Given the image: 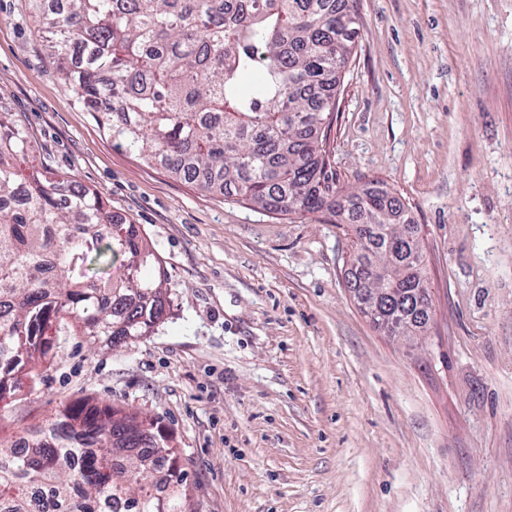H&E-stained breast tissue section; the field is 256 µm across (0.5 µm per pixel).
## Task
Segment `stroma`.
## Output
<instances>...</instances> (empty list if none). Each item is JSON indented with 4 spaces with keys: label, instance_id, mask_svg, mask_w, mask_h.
<instances>
[{
    "label": "stroma",
    "instance_id": "obj_1",
    "mask_svg": "<svg viewBox=\"0 0 512 512\" xmlns=\"http://www.w3.org/2000/svg\"><path fill=\"white\" fill-rule=\"evenodd\" d=\"M323 135L348 193L383 183L424 245L430 319L374 327L351 229L224 199L113 144L0 0V110L48 171L140 226L170 313L119 347L61 335L9 440L64 403L116 404L178 448L193 512H512V0H354Z\"/></svg>",
    "mask_w": 512,
    "mask_h": 512
}]
</instances>
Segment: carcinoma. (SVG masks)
Masks as SVG:
<instances>
[{
    "label": "carcinoma",
    "instance_id": "carcinoma-1",
    "mask_svg": "<svg viewBox=\"0 0 512 512\" xmlns=\"http://www.w3.org/2000/svg\"><path fill=\"white\" fill-rule=\"evenodd\" d=\"M62 78L112 140L177 178L283 216L350 225L354 278L373 325L427 317L416 235L373 183L338 194L320 132L359 35L353 0H32ZM27 135L0 111V401L39 377L57 336L120 346L165 316L167 274L136 224L100 194L26 174ZM393 289L373 300V279ZM0 438V512H189L171 438L122 407L63 404Z\"/></svg>",
    "mask_w": 512,
    "mask_h": 512
}]
</instances>
